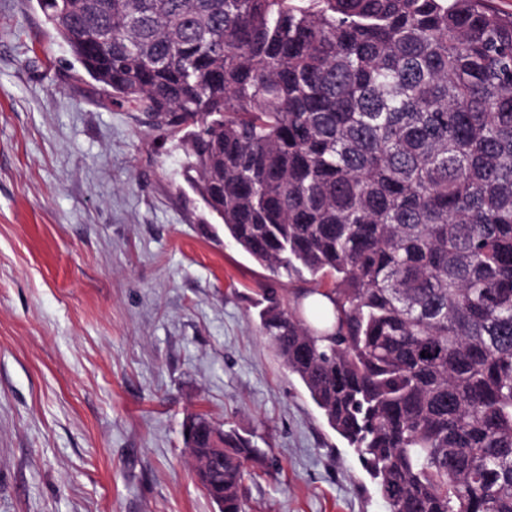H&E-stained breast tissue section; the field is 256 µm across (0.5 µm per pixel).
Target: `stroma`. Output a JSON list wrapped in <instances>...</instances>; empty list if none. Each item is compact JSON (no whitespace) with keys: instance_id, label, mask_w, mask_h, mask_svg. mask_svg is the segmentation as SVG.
Segmentation results:
<instances>
[{"instance_id":"stroma-1","label":"stroma","mask_w":512,"mask_h":512,"mask_svg":"<svg viewBox=\"0 0 512 512\" xmlns=\"http://www.w3.org/2000/svg\"><path fill=\"white\" fill-rule=\"evenodd\" d=\"M179 137L111 104L36 0H0V512H219L188 415L253 435L248 512H387L259 328Z\"/></svg>"}]
</instances>
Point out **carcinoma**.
Here are the masks:
<instances>
[{
  "instance_id": "cac0c4a2",
  "label": "carcinoma",
  "mask_w": 512,
  "mask_h": 512,
  "mask_svg": "<svg viewBox=\"0 0 512 512\" xmlns=\"http://www.w3.org/2000/svg\"><path fill=\"white\" fill-rule=\"evenodd\" d=\"M111 102L183 134L265 337L388 512H512V16L483 0H38ZM320 295L332 312L306 309ZM187 417L219 512L261 452Z\"/></svg>"
}]
</instances>
